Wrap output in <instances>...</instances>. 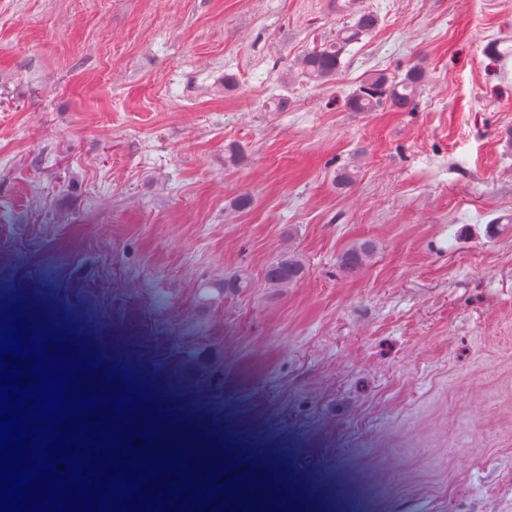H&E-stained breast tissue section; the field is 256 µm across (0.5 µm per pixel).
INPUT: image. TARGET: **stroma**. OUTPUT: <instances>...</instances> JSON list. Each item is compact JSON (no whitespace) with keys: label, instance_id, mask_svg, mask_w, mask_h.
<instances>
[{"label":"stroma","instance_id":"obj_1","mask_svg":"<svg viewBox=\"0 0 512 512\" xmlns=\"http://www.w3.org/2000/svg\"><path fill=\"white\" fill-rule=\"evenodd\" d=\"M364 3L315 87L288 73L334 0H0V311L149 373L291 499L512 512V0ZM418 62L415 110L346 109ZM373 251L374 244L371 241L357 243L342 255L341 264L345 270H358L371 257ZM307 267L298 254L284 252L271 262L265 271V282L270 288H290L307 275Z\"/></svg>","mask_w":512,"mask_h":512}]
</instances>
